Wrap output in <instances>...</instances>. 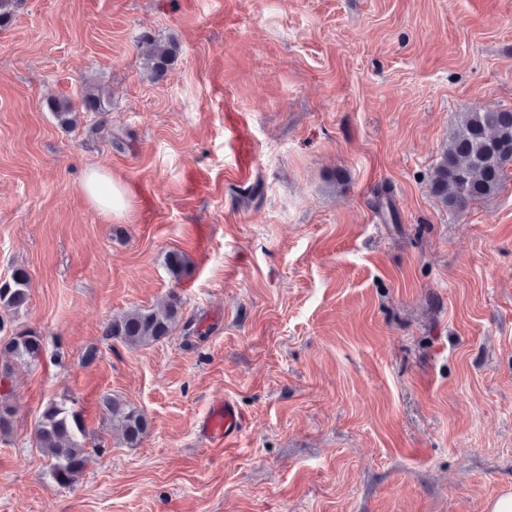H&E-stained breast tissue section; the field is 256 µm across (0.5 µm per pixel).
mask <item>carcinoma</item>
<instances>
[{"instance_id":"cac0c4a2","label":"carcinoma","mask_w":512,"mask_h":512,"mask_svg":"<svg viewBox=\"0 0 512 512\" xmlns=\"http://www.w3.org/2000/svg\"><path fill=\"white\" fill-rule=\"evenodd\" d=\"M142 56L154 78L162 77L174 65L180 54L174 41L158 42L145 39L140 42ZM57 123L69 127L83 112L98 115L105 122V97L96 88L89 87L79 102L68 99L49 101ZM512 169V110H483L472 107L461 113L457 125L448 136V145L434 165L428 179V190L444 206L463 210L469 205L490 198L501 190L508 170ZM165 263L171 277L180 280L185 275V256L172 251ZM28 299V273L15 269L0 281V329L3 315L25 307ZM183 317L182 301L175 294L153 307H134L112 318L104 335L128 347H140L162 342L175 331ZM43 351L42 337L36 332L22 329L0 341V353L9 362L0 366V378L12 373V361L37 362ZM103 405L112 416V429L130 447L138 446L149 433L151 422L140 409L107 397ZM16 409L6 397H0V435L8 434L13 426ZM87 431L80 412L65 402H49L41 416L36 444L49 461L50 476L59 486L75 482L87 468L92 453Z\"/></svg>"}]
</instances>
